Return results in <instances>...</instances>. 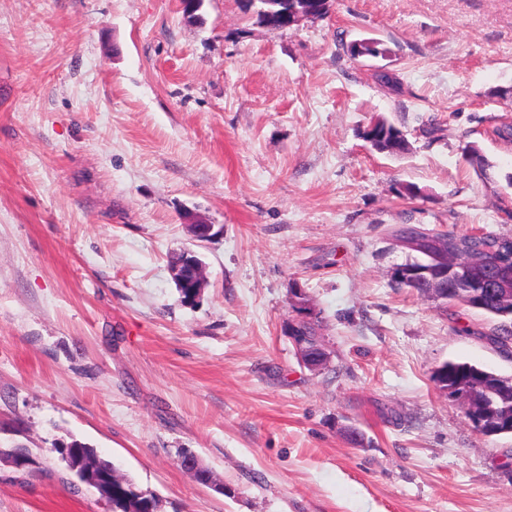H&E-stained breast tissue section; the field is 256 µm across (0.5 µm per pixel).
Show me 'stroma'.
I'll use <instances>...</instances> for the list:
<instances>
[{"label":"stroma","mask_w":512,"mask_h":512,"mask_svg":"<svg viewBox=\"0 0 512 512\" xmlns=\"http://www.w3.org/2000/svg\"><path fill=\"white\" fill-rule=\"evenodd\" d=\"M198 15L0 0V446L38 459L0 464V512H112L69 484L54 447L74 438L159 512H512V437L432 379L448 360L512 376V356L495 320L399 287L391 237L512 236V0H333L286 29L246 0ZM361 37L391 56H338ZM376 115L408 153L370 149ZM183 249L209 280L192 304L168 271ZM298 286L318 373L285 332ZM292 340L298 358L308 369L314 372H320L328 366L329 355L327 356L323 345H321L316 353H312L299 337H295Z\"/></svg>","instance_id":"35a3bbf8"}]
</instances>
